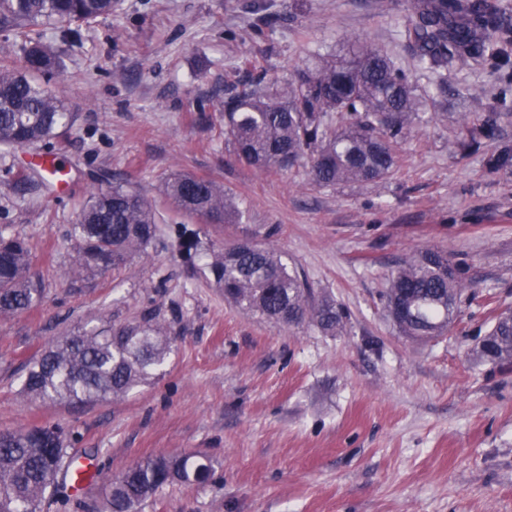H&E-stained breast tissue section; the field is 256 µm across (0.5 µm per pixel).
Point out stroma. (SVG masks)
<instances>
[{
	"instance_id": "1",
	"label": "stroma",
	"mask_w": 512,
	"mask_h": 512,
	"mask_svg": "<svg viewBox=\"0 0 512 512\" xmlns=\"http://www.w3.org/2000/svg\"><path fill=\"white\" fill-rule=\"evenodd\" d=\"M409 0H117L111 17L56 42L61 69L42 81L71 124L35 146H0V228L27 238L43 297L0 316V432L57 425L68 453L99 474L45 512H97L111 477L148 457L190 454L211 477L174 483L142 512H512V367L480 362L477 334L512 305V171L486 159L512 140V117L479 147L463 123L512 99L490 68L456 66L445 93L404 36ZM345 36L381 48L426 96L421 124L379 183L316 187L303 174H261L224 142V101L237 83L281 86ZM58 156L66 183L44 169ZM215 179L240 223L220 228L164 201L177 175ZM157 214L145 255L71 278V235L90 191L114 183ZM203 248L255 236L347 314L343 333L286 328L224 300L183 233ZM447 253L477 289L443 336H402L381 298L401 259ZM154 311L173 340L155 383L122 400L33 401L28 363L78 326L109 328Z\"/></svg>"
}]
</instances>
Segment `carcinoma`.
<instances>
[{
	"label": "carcinoma",
	"instance_id": "cac0c4a2",
	"mask_svg": "<svg viewBox=\"0 0 512 512\" xmlns=\"http://www.w3.org/2000/svg\"><path fill=\"white\" fill-rule=\"evenodd\" d=\"M113 7L114 0H0V35L19 42L23 59L21 67L0 61L1 145L26 147L60 135L69 113L57 92L35 78L59 64L47 30L66 41L77 34L72 25L106 17ZM404 24L420 61L442 76L441 94L454 62L508 63L512 23L489 0H410ZM422 106L409 77L381 50L346 37L341 53L321 54L294 69L281 90L241 85L224 101V140L237 161L258 171L300 164L317 186L381 182L399 167L398 146L413 131ZM504 117L491 112L478 124H463L470 143L492 133ZM487 165L512 170V144L504 142ZM162 195L189 218L212 224L242 218L235 196L208 178L168 179ZM155 235L156 211L144 197L122 186L98 189L72 226L77 259L70 274L117 268L146 253ZM208 268L224 298L248 316L289 328L313 325L330 335L344 326L345 313L288 269L269 244L248 238L227 243L213 252ZM42 294L28 241L0 230V315L27 310ZM381 297L402 335L429 340L452 327L476 292L448 255L424 250L386 276ZM170 350L171 338L153 316L107 330L81 327L30 363L22 391L34 400L80 405L121 399L152 380ZM476 352L495 367L512 366L511 308L495 316ZM73 463L57 426L1 432L0 512H41L45 501L60 500L58 477ZM207 470L191 455L138 462L109 480L110 512H138L159 488L200 483Z\"/></svg>",
	"mask_w": 512,
	"mask_h": 512
}]
</instances>
